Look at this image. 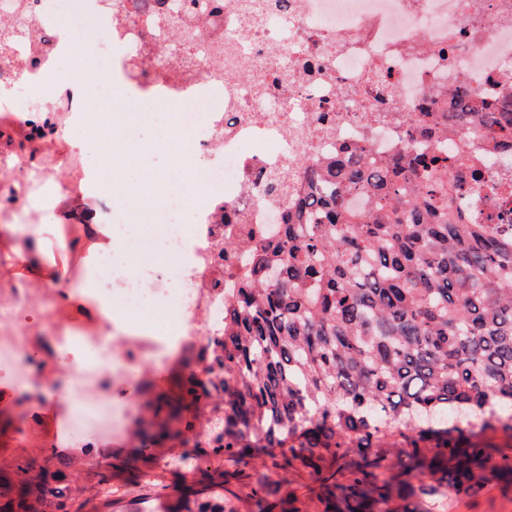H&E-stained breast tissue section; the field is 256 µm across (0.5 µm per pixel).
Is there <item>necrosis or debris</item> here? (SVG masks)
I'll list each match as a JSON object with an SVG mask.
<instances>
[{
  "label": "necrosis or debris",
  "instance_id": "obj_1",
  "mask_svg": "<svg viewBox=\"0 0 512 512\" xmlns=\"http://www.w3.org/2000/svg\"><path fill=\"white\" fill-rule=\"evenodd\" d=\"M170 0H0V26L26 11L28 35L0 46V134L15 149L0 155V218L9 224H50L55 186L87 187V152L47 149L59 131L87 118L93 69L65 66L68 27L84 25L87 4L96 28V68L135 63L136 78L120 79L126 95L164 98L177 115L163 140L191 130L198 162L188 180L201 190L189 209L180 183L154 215L152 244L184 255L183 266L155 265L130 278L108 262L91 270L102 298L120 301L123 315H95L96 328L77 334L62 320L45 321L32 289L0 282V375L9 379L26 419L64 393L76 406L67 443L90 440L88 426L105 419L120 430L129 403L115 384L145 357L176 354L206 343L224 327V290L242 254H224L241 225L269 234L292 193L269 195L270 173L297 175L338 144L365 145L370 160L400 147L399 113L453 105L461 84L492 102L512 94V0H224L221 14L193 26L172 22ZM25 64L17 73V64ZM51 93H43L45 83ZM448 149L483 167L487 185L512 189V168L467 134ZM223 198L224 216L214 212ZM67 379L43 384L55 361Z\"/></svg>",
  "mask_w": 512,
  "mask_h": 512
}]
</instances>
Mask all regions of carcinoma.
I'll list each match as a JSON object with an SVG mask.
<instances>
[{
  "label": "carcinoma",
  "mask_w": 512,
  "mask_h": 512,
  "mask_svg": "<svg viewBox=\"0 0 512 512\" xmlns=\"http://www.w3.org/2000/svg\"><path fill=\"white\" fill-rule=\"evenodd\" d=\"M448 122L470 126L512 154V95L480 124L476 93L459 92ZM403 146L383 163L356 164L353 144L305 166L275 238L246 232L224 243L249 259L224 294V333L183 352L185 394L218 397L224 416L198 445L194 468L211 470L178 496H156L155 512H239L224 476L250 489L258 512L272 490L247 472L250 448L288 447L282 460L319 481L318 512H369L409 491L440 505L445 493L474 495L512 458L493 459L474 430L512 436V199L478 206L483 173L436 148L438 112H412ZM362 195L355 209L350 197ZM472 204L467 215L456 203ZM171 419L164 397L147 405ZM156 440L140 453L156 464ZM88 477L107 489L97 500L71 495L72 456L42 464L18 456L0 465V512H131L112 490L123 459L98 449ZM51 471L48 487L16 485L11 474ZM427 468L430 481L396 485L388 471Z\"/></svg>",
  "instance_id": "carcinoma-1"
}]
</instances>
